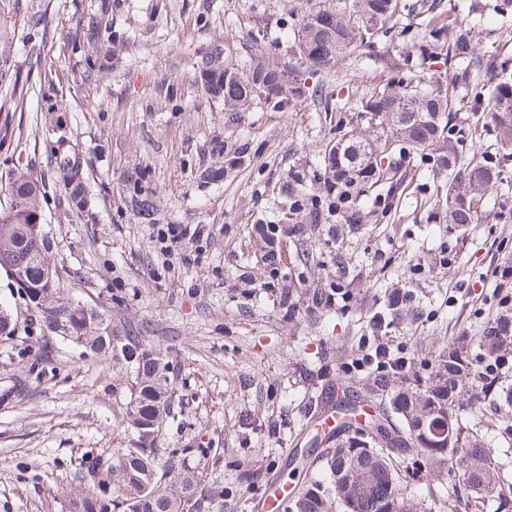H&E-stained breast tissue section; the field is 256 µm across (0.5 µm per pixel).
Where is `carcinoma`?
Masks as SVG:
<instances>
[{
  "mask_svg": "<svg viewBox=\"0 0 512 512\" xmlns=\"http://www.w3.org/2000/svg\"><path fill=\"white\" fill-rule=\"evenodd\" d=\"M401 0H335L326 6L306 10L293 29L292 57L272 58L258 49L250 54L244 69L225 66L207 55L198 65L199 76L218 89L209 95L223 103L229 118H240L248 111L255 85L262 88L260 100L284 111L310 100L329 109L333 94L325 91V79L338 61L369 45L380 32L397 24ZM421 36L416 43L417 59L425 65L439 54L451 61L467 54L471 30L434 16L420 22ZM123 37L112 26L77 25L73 49L86 52V72L108 65V56L120 51ZM491 74V90L485 106L472 113L471 138L477 140L487 126L495 131L497 150L512 154V70L498 62L493 51L485 62ZM317 77L306 85L305 74ZM423 76L415 81L389 80L375 84L356 99L354 110L381 130V155L373 158L371 142L355 127L336 124V137L324 153V189L321 195H306L297 180L288 183V195L298 203L283 211L279 223L283 235L297 232L301 224H326L335 215L346 224H360V200L371 196L385 210L400 183L389 179L396 173L398 160L424 155L436 157L439 169L448 172V181L435 184V201L445 208L450 224L478 223V206L485 195L502 183L500 170L491 157L479 150L464 153L460 137L452 136L451 104L456 82L430 76V89L422 88ZM43 107L53 112L59 107L56 89L47 83L38 90ZM58 138L53 150V168L62 175L67 201L76 209L84 204L80 159ZM43 180L19 172L9 179L8 199L0 204V270L19 274L30 294L33 312L51 334L81 346L104 360L121 359L134 376L133 397L127 414V428L135 442L115 456L84 455L72 478L83 485L72 498L69 512H206L211 508L213 487L203 484L198 473L174 460L178 449L158 445L164 418L170 414L169 365L143 337L112 323L105 308L93 313L71 298L60 275L49 279L42 259L52 242L47 233L35 232L43 225L41 206ZM131 210L144 219L154 214L153 202L135 182L128 188ZM509 328L498 319L486 332V340L473 353L459 340L450 341L434 355L431 371L414 388L390 389L391 381L403 378L394 364L384 367L371 393L386 401L400 418L395 436L387 448L373 443L363 446L351 436L321 459L306 466V477L288 512H331L340 503L344 512H415L417 505L408 498L394 467L392 449L408 446L418 449L430 462L440 465L459 455L460 487L471 496L458 505L493 495L500 486L494 449L482 434L463 424L454 414L458 397L466 394L479 402L491 397L496 379L478 370V365L507 352ZM451 447H444L447 439ZM165 465H160L161 459Z\"/></svg>",
  "mask_w": 512,
  "mask_h": 512,
  "instance_id": "1",
  "label": "carcinoma"
}]
</instances>
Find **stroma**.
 <instances>
[{"label":"stroma","instance_id":"stroma-1","mask_svg":"<svg viewBox=\"0 0 512 512\" xmlns=\"http://www.w3.org/2000/svg\"><path fill=\"white\" fill-rule=\"evenodd\" d=\"M107 2L0 0L12 33L0 55L28 83L21 99L0 89V109L13 115L11 136L0 145V201L16 170L44 175L51 261L64 287L137 329L169 363L171 416L161 446L181 449L186 466L220 483L224 512H261L269 476L298 484L290 462L313 448L326 398L347 396L388 412L366 392L382 370L376 344L404 359L405 375H423L448 340L478 343L512 308V157L495 153L494 131L477 140L504 181L485 197L482 223L466 230L444 223L429 201L437 168L417 160L404 164L407 187L384 219L306 225L311 262L288 249L269 263L259 229L278 220L286 173L322 185L321 151L339 115L308 101L285 112L262 102L228 122L222 103L201 90L197 65L216 45L240 65L257 43L286 57L285 30L306 0H120L112 28L124 47L89 77L72 37ZM501 2L440 6L439 15L461 19L474 5L485 11L472 32V57L437 60L436 70H473L501 28L512 31V8L498 14ZM36 16L46 30L38 44ZM411 42L397 29L378 37L335 67L328 89L355 96L391 78H413ZM47 80L62 111L41 109L37 92ZM61 136L83 162L88 204L81 212L69 209L50 170ZM244 142L248 164L209 179L208 170L224 164L218 146ZM135 179L154 202V221L128 204ZM166 224L199 227L201 236L163 254L157 231ZM317 290L333 294L332 305L315 307ZM398 294L408 306L374 327L376 313ZM0 305L19 324L14 339L0 341V512H66L78 493L70 476L81 456L132 443L124 418L133 377L123 361L100 360L57 338L42 360L26 302L1 271ZM464 421L496 451L502 495L489 498L484 512H501L500 498L512 501V406L488 401ZM394 465L419 512H458L456 459L437 467L411 448Z\"/></svg>","mask_w":512,"mask_h":512}]
</instances>
